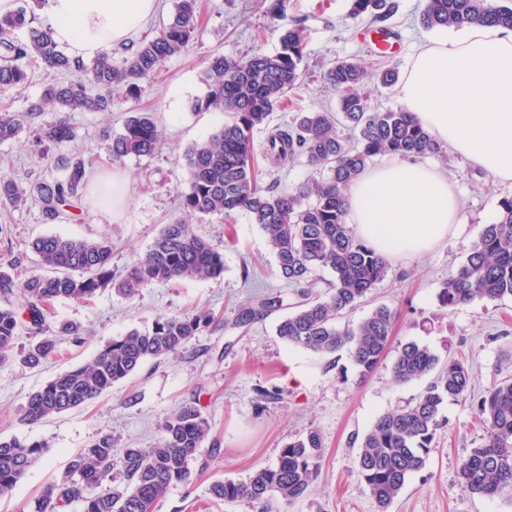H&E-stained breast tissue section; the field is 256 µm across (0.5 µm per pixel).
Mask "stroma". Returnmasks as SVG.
Listing matches in <instances>:
<instances>
[{"label":"stroma","instance_id":"35a3bbf8","mask_svg":"<svg viewBox=\"0 0 512 512\" xmlns=\"http://www.w3.org/2000/svg\"><path fill=\"white\" fill-rule=\"evenodd\" d=\"M273 0H199L198 27L181 54L168 59L145 80L138 98L112 93V110L73 112L78 132L71 152L91 159L88 180L106 172L120 174L126 198L119 211L80 200L54 222L37 205H0V263L22 256L31 274L41 273L38 258L27 247L40 235L61 234L112 242L114 279L123 278L137 256L144 254L165 224L181 218L179 193L186 187L184 153L227 121L224 112L195 111L193 100L206 92L200 75L214 54L243 57L271 53L282 27L303 19L306 27L303 78L289 92L288 106L270 117L274 126L290 124L297 113L335 110L337 96L323 78L336 60L359 59L368 69H405L421 46L439 38L422 28L425 0H396L398 10L387 25L404 46L396 57L375 54L359 41L367 19L349 17V0H287L284 14L270 11ZM31 78L20 87L0 88V113H27L48 80L37 61H29ZM155 112L165 143L152 156L113 161L105 149V133H119L133 109ZM427 164L444 173L461 203V224L455 234L418 257L395 258L386 279L349 314L350 322L384 304L397 314L392 348L408 341L429 346L441 360L458 358L470 367L472 398L443 405L444 426L425 468L413 474L384 512H512V503L463 492L458 467L469 448L484 435L477 420L476 394L493 385L494 365L512 350V299L479 301L444 312L437 293L455 274L484 224L492 222L502 198L512 187L455 156L452 151L430 156ZM0 171L27 187L65 176L53 154L44 152L30 133L0 143ZM194 231L207 239L224 259L220 278L156 283L126 297L113 288L101 289L89 301L62 300L47 320L79 324L84 341L60 337L59 354L36 368L12 358L0 363V438L44 441L47 459L33 467L12 493L0 497V512H34L43 488L61 477L71 457L102 435L118 448H149L159 427L180 406L198 403L211 424L195 464L191 485H172L153 512H263L261 504L215 502L212 482L245 479L256 467L276 464L282 448L308 431H317L324 457L318 479L305 495L275 505L274 512H383L356 475L362 437L382 412L404 405L427 385H405L393 379L392 357H385L369 375H362L347 352L320 357L292 349L276 334L278 320L294 302L266 235L243 212L231 219L219 215L192 218ZM283 295L284 306L244 328L232 322L256 293ZM211 310L214 323L195 336L178 355L146 360L139 370L93 402L34 424L21 420L29 394L56 374L85 364L112 337L150 326L159 315ZM277 388L280 397H260L263 388Z\"/></svg>","mask_w":512,"mask_h":512}]
</instances>
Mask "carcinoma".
Here are the masks:
<instances>
[{"instance_id":"1","label":"carcinoma","mask_w":512,"mask_h":512,"mask_svg":"<svg viewBox=\"0 0 512 512\" xmlns=\"http://www.w3.org/2000/svg\"><path fill=\"white\" fill-rule=\"evenodd\" d=\"M395 12V0H350L352 18L367 15L383 23ZM420 21L427 30H459L474 24L512 29V0H426ZM196 29L197 0H176L168 21L121 61L105 54L87 65L67 55L51 26L34 24L25 8L0 16V87L26 84L29 74L23 61L31 57L51 74L85 75L83 80H51L24 118L0 114V143L18 138L27 117L46 106L60 112H106L114 89L136 95L142 81L189 46ZM304 44L305 27L293 20L273 53L239 58L217 54L208 60L202 72L207 93L192 107L227 112L231 119L186 151L187 189L181 205L189 215L228 219L240 211L247 213L266 233L282 277L299 289V300L290 304L288 316L277 325V336L293 349L319 356L345 350L367 374L389 349L396 312L381 305L355 325L342 319L386 278L390 263L348 224L344 193L378 156L426 158L441 154L442 145L412 113L402 107L376 110L362 91L370 80L383 88L396 84L397 66L372 73L349 58L336 60L324 73L338 95L337 110L298 113L288 129L269 131L261 152H256L254 132L269 125L282 98L302 77ZM32 133L48 150L64 148L78 137L65 117ZM162 134L155 113L131 112L120 133L106 136V149L114 160L149 157L158 150ZM259 155L276 166L303 156L315 176L291 188L264 187L259 183ZM60 161L64 178L28 188L0 174V204L18 207L31 201L45 220L61 218L85 185L87 163L78 156L62 155ZM32 249L49 274L23 273L18 256L8 267H0V361L16 354L17 332L27 319L39 336L16 355L30 368L54 354L56 334L82 342L77 324L64 323L58 333H46L51 305L61 299L89 300L113 282L112 246L106 239L51 234L35 239ZM323 270L330 271L332 279L326 292H315ZM223 271L222 255L188 221L177 219L164 225L115 288L132 296L154 283L216 279ZM506 297L512 298V198L500 200L496 220L483 226L456 275L437 293L447 312L477 300ZM274 307L273 299H256L240 310L234 326L245 327ZM213 320L204 309L192 315L160 316L150 327L113 337L91 362L57 374L32 393L21 421L33 424L97 399L144 361L180 352ZM499 372L501 378L476 400L485 435L462 459L458 477L466 493L512 502V353L503 355ZM392 374L399 384L429 375L432 380L411 401L380 414L360 443L357 475L383 508L398 497L411 475L425 467L443 427L444 401L471 396L467 364L458 359L443 362L415 341L396 351ZM210 430L208 418L193 403L181 406L162 424L151 448H115L111 436H101L72 458L60 479L43 489L35 512H60L72 502L79 503L82 512H152L170 486L193 482V463ZM47 452L43 441L0 440V495L14 490ZM322 459V439L310 431L288 443L275 465L260 466L241 481H217L210 493L218 501L265 506L294 501L318 478Z\"/></svg>"}]
</instances>
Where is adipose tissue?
<instances>
[{"label":"adipose tissue","mask_w":512,"mask_h":512,"mask_svg":"<svg viewBox=\"0 0 512 512\" xmlns=\"http://www.w3.org/2000/svg\"><path fill=\"white\" fill-rule=\"evenodd\" d=\"M159 0H47L55 41L80 60L123 46ZM396 94L453 152L512 185V30L476 26L422 46ZM347 219L378 253L412 257L456 232L457 194L426 163L404 159L367 169L345 193Z\"/></svg>","instance_id":"ef3b65f1"}]
</instances>
